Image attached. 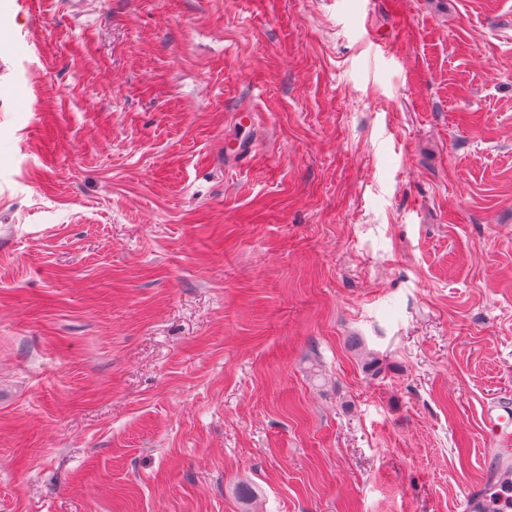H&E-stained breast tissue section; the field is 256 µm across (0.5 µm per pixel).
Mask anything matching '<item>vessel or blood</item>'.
I'll return each instance as SVG.
<instances>
[{
	"mask_svg": "<svg viewBox=\"0 0 512 512\" xmlns=\"http://www.w3.org/2000/svg\"><path fill=\"white\" fill-rule=\"evenodd\" d=\"M482 423L492 446L485 449L480 481L467 488L463 512H512V398L487 402Z\"/></svg>",
	"mask_w": 512,
	"mask_h": 512,
	"instance_id": "1",
	"label": "vessel or blood"
}]
</instances>
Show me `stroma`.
Returning <instances> with one entry per match:
<instances>
[{"mask_svg":"<svg viewBox=\"0 0 512 512\" xmlns=\"http://www.w3.org/2000/svg\"><path fill=\"white\" fill-rule=\"evenodd\" d=\"M7 8L0 512H461L512 396V0Z\"/></svg>","mask_w":512,"mask_h":512,"instance_id":"stroma-1","label":"stroma"}]
</instances>
